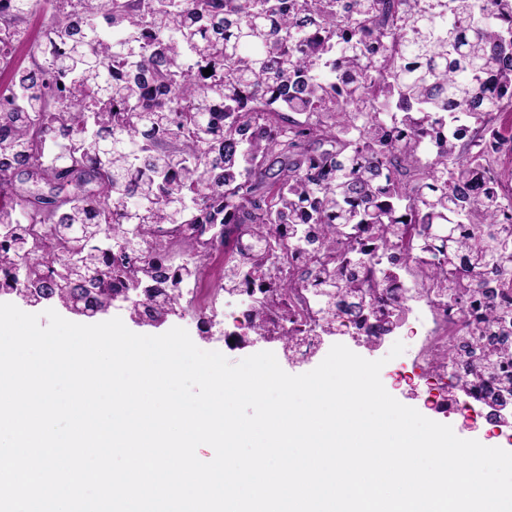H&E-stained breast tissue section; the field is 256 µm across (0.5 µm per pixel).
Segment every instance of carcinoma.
<instances>
[{
  "label": "carcinoma",
  "instance_id": "1",
  "mask_svg": "<svg viewBox=\"0 0 512 512\" xmlns=\"http://www.w3.org/2000/svg\"><path fill=\"white\" fill-rule=\"evenodd\" d=\"M11 7L20 20L39 0ZM46 35L44 61L0 91V295L93 317L143 288L133 314L156 326L214 246L204 225L253 224L276 255L316 242L306 274L340 297L329 321L369 318L373 343L403 307L399 268L372 258L406 246L426 285L481 305L435 350L453 386L512 405V317L485 278L512 270L496 171L512 139L490 125L512 111V0H63ZM20 37L0 32V62ZM181 224L200 237L169 276ZM276 317L258 308L254 330Z\"/></svg>",
  "mask_w": 512,
  "mask_h": 512
}]
</instances>
